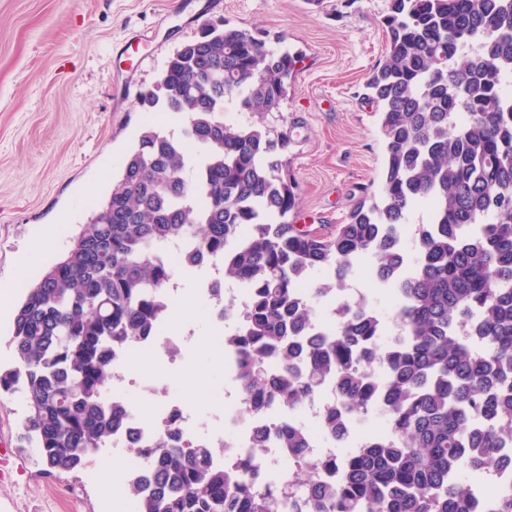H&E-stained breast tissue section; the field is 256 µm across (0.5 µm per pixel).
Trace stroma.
Wrapping results in <instances>:
<instances>
[{
  "instance_id": "stroma-1",
  "label": "stroma",
  "mask_w": 512,
  "mask_h": 512,
  "mask_svg": "<svg viewBox=\"0 0 512 512\" xmlns=\"http://www.w3.org/2000/svg\"><path fill=\"white\" fill-rule=\"evenodd\" d=\"M390 0H0V289L15 283L21 258L34 274L58 262L111 192L146 124L180 130L166 112H148L142 92L155 89L168 59L210 24L264 34L302 60L279 111L228 112L235 125L287 131L280 158L294 179V222L326 234L346 223L354 205L378 194L385 146L364 84L388 45L383 19ZM61 225L48 252L30 245L46 225ZM190 309L184 355L150 368L127 365L165 381L198 418L214 423L210 399L224 385V330L206 316L196 279L180 282ZM27 405L21 393L0 394V448L25 458L0 481V512H122L103 492L100 449L78 470L43 475L23 439Z\"/></svg>"
}]
</instances>
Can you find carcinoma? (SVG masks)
Here are the masks:
<instances>
[{
  "label": "carcinoma",
  "mask_w": 512,
  "mask_h": 512,
  "mask_svg": "<svg viewBox=\"0 0 512 512\" xmlns=\"http://www.w3.org/2000/svg\"><path fill=\"white\" fill-rule=\"evenodd\" d=\"M385 25L366 81L385 144L379 196L327 235L288 220V133L224 122L230 107L279 111L299 56L213 25L141 94L147 110L181 115L180 133L145 127L107 200L14 312L17 363L0 371V393L23 394L46 474L112 447L127 420L105 392L112 369L166 323L174 268L207 260L246 289L224 350L239 357L242 418L279 410L254 445L284 449L297 495L258 486L256 456L226 465L222 448L181 444L174 412L140 448L147 474L127 478L136 512H471L463 474L512 452V0H391ZM421 205L431 219L410 253L407 218ZM361 260L395 295L394 319L341 301L332 328L314 331ZM311 281L305 298L298 285ZM325 387L335 447H347L344 422L374 406L385 434L311 458L288 415Z\"/></svg>",
  "instance_id": "1"
}]
</instances>
